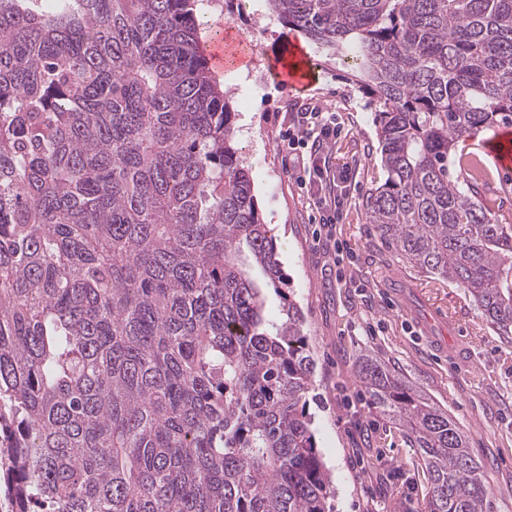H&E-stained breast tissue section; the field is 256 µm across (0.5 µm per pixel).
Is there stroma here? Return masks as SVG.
Returning <instances> with one entry per match:
<instances>
[{"label":"stroma","instance_id":"1","mask_svg":"<svg viewBox=\"0 0 512 512\" xmlns=\"http://www.w3.org/2000/svg\"><path fill=\"white\" fill-rule=\"evenodd\" d=\"M200 44H251L245 68L213 71L229 90L233 146L251 168L255 204L275 238L283 274L304 316L315 361L306 395L317 448L336 495L334 512H426L429 474L402 427L374 407L358 359L384 362L447 411L484 467L490 512H512V344L496 335L464 288L407 266L375 233L363 202L386 179L375 112L335 55L310 48L318 77L302 88L270 79L269 63L301 41L266 0H210L198 16ZM261 78L253 86V78ZM318 104L338 115L332 172L349 170L342 217L329 239H315L305 194L280 143L289 103ZM497 128L461 143L485 179L481 202L495 221L512 224V167L488 155ZM344 259L336 261V245Z\"/></svg>","mask_w":512,"mask_h":512}]
</instances>
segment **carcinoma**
I'll return each instance as SVG.
<instances>
[{"label":"carcinoma","mask_w":512,"mask_h":512,"mask_svg":"<svg viewBox=\"0 0 512 512\" xmlns=\"http://www.w3.org/2000/svg\"><path fill=\"white\" fill-rule=\"evenodd\" d=\"M378 108L369 223L512 337V224L450 157L512 126V0H267ZM195 0H0V482L9 512H333L314 360L199 51ZM247 249L283 320L238 262ZM373 402L483 512L463 430L384 364Z\"/></svg>","instance_id":"carcinoma-1"}]
</instances>
